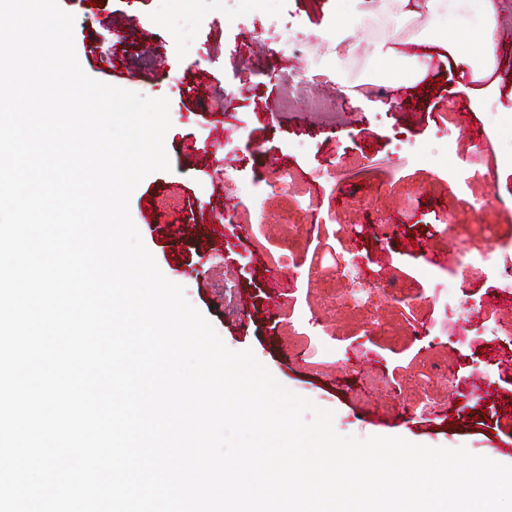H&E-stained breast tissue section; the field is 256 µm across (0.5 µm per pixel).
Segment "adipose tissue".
Listing matches in <instances>:
<instances>
[{"label":"adipose tissue","instance_id":"ef3b65f1","mask_svg":"<svg viewBox=\"0 0 512 512\" xmlns=\"http://www.w3.org/2000/svg\"><path fill=\"white\" fill-rule=\"evenodd\" d=\"M473 10L478 19L476 30L461 29V14ZM426 10L431 20L447 16V26L437 29L432 43L452 56L456 65L468 70L478 86L472 91L474 104L494 97L497 82L490 76L497 66L495 36L500 10V0H427Z\"/></svg>","mask_w":512,"mask_h":512}]
</instances>
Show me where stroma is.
Listing matches in <instances>:
<instances>
[{
  "label": "stroma",
  "mask_w": 512,
  "mask_h": 512,
  "mask_svg": "<svg viewBox=\"0 0 512 512\" xmlns=\"http://www.w3.org/2000/svg\"><path fill=\"white\" fill-rule=\"evenodd\" d=\"M372 2L374 17L351 30L342 80L375 86L377 99L394 106L335 94L329 104L342 122L334 125L303 100L285 110L277 102L281 76L332 41L337 0H58L74 17L75 53L89 77L169 101L170 168L134 189L129 213L162 274L225 345L252 351L280 385L333 411L339 435L463 446L512 466V369L498 361L512 353V337L498 330L512 321V302L496 290L499 276L512 274V59L498 61L499 97L479 107L469 76L449 61L428 70L422 91L393 89L372 48L395 46L397 67L411 69L399 38L420 33L425 21L404 15L418 0ZM488 136L494 146L475 151ZM268 155L294 172L293 186H268ZM453 159L463 163L458 183L448 180ZM227 166L238 189L225 188ZM218 208L224 246L213 250L204 221ZM147 211L155 225H145ZM390 215L401 216L403 230L383 245L387 268L370 272L411 286L410 301L376 287L361 304L343 305L358 286L336 271L333 255L352 252L359 225ZM449 217L467 225L468 247L495 233L504 248L494 266L460 277L427 257L447 250ZM171 224L184 225L180 239L169 238ZM268 268L288 285L273 317L265 311ZM243 294L252 302L246 313ZM315 314L322 325L312 324ZM319 358L331 362L328 373L313 370ZM432 365L460 385L424 383ZM476 375L491 383L490 395L472 386ZM372 377L382 393H373Z\"/></svg>",
  "instance_id": "stroma-1"
}]
</instances>
